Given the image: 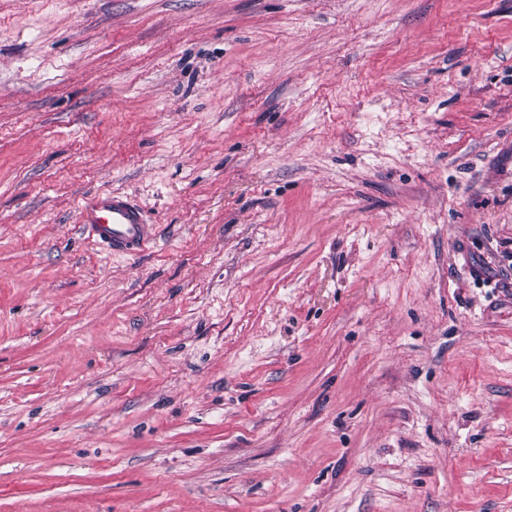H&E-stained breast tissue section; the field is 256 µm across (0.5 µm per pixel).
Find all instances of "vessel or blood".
Listing matches in <instances>:
<instances>
[{"instance_id": "b4317fda", "label": "vessel or blood", "mask_w": 512, "mask_h": 512, "mask_svg": "<svg viewBox=\"0 0 512 512\" xmlns=\"http://www.w3.org/2000/svg\"><path fill=\"white\" fill-rule=\"evenodd\" d=\"M78 224L109 253L133 256L154 237L143 209L121 192H98L78 205Z\"/></svg>"}]
</instances>
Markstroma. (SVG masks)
I'll return each mask as SVG.
<instances>
[{"mask_svg": "<svg viewBox=\"0 0 512 512\" xmlns=\"http://www.w3.org/2000/svg\"><path fill=\"white\" fill-rule=\"evenodd\" d=\"M0 512H512V0H0ZM78 219L79 228L113 255H137L155 235L143 209L121 192L85 197Z\"/></svg>", "mask_w": 512, "mask_h": 512, "instance_id": "35a3bbf8", "label": "stroma"}]
</instances>
